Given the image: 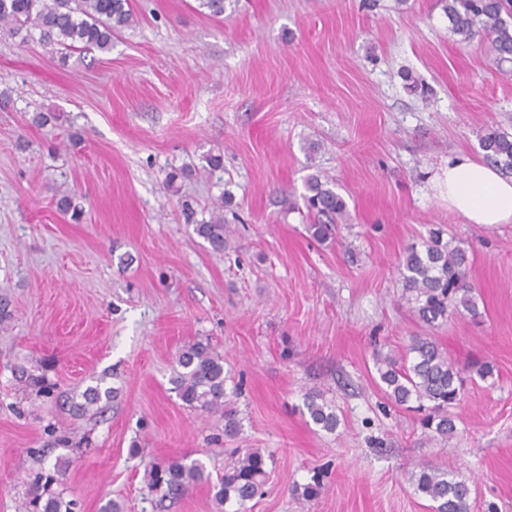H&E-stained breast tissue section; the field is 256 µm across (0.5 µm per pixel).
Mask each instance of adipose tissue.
Returning a JSON list of instances; mask_svg holds the SVG:
<instances>
[{
    "instance_id": "ef3b65f1",
    "label": "adipose tissue",
    "mask_w": 512,
    "mask_h": 512,
    "mask_svg": "<svg viewBox=\"0 0 512 512\" xmlns=\"http://www.w3.org/2000/svg\"><path fill=\"white\" fill-rule=\"evenodd\" d=\"M436 184L449 210L473 224L512 223V178L457 151L445 160Z\"/></svg>"
}]
</instances>
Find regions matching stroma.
<instances>
[{
  "label": "stroma",
  "mask_w": 512,
  "mask_h": 512,
  "mask_svg": "<svg viewBox=\"0 0 512 512\" xmlns=\"http://www.w3.org/2000/svg\"><path fill=\"white\" fill-rule=\"evenodd\" d=\"M445 5L233 0L215 17L198 0H131L111 50L81 54L0 26V512L56 464L49 489L75 512H217L206 484L156 501L145 465L190 457L217 475L240 448L269 458L250 512H432L410 480L423 462L468 482L470 512H512V223H468L435 184L449 153L482 159L485 130L512 135V61L461 41ZM39 112L59 119L36 125ZM315 173L348 203L323 242L302 199ZM65 190L81 222L57 209ZM215 211L221 252L194 231ZM432 228L468 248L479 311L433 330L396 272ZM426 335L458 366H494L464 384L445 442L387 400L375 365ZM192 340L241 386L235 438L172 388ZM21 366L63 390L103 375L118 395L74 418ZM312 393L334 431L309 418ZM320 395H308L305 398L304 406L310 419L321 428L333 431L336 429L338 419L336 413L330 410L327 402L319 398ZM318 400H321L319 402Z\"/></svg>",
  "instance_id": "obj_1"
}]
</instances>
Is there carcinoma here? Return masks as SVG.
Listing matches in <instances>:
<instances>
[{"label": "carcinoma", "instance_id": "obj_1", "mask_svg": "<svg viewBox=\"0 0 512 512\" xmlns=\"http://www.w3.org/2000/svg\"><path fill=\"white\" fill-rule=\"evenodd\" d=\"M446 13L451 31L468 42L484 40L486 52L499 63L512 60V0H448ZM133 15L129 0H0V24L19 32H38L42 45L61 49L112 48V35L129 26ZM484 158L512 174V136L491 131L479 138ZM304 195L308 213L314 215L312 236L322 241L347 214V202L336 191V183L326 175L313 174L306 182ZM195 232L216 252L224 250V216L217 214L195 225ZM407 301L413 304L418 319L429 328H437L452 314L465 311L477 314L473 286L469 281L467 250L452 240H443L439 229L431 228L418 244L411 245L397 266ZM380 381L388 398L398 405L417 402L420 423L431 440L448 441L456 431V405L462 386L461 371L435 341L415 336L398 356L376 355ZM29 385L41 396H55L56 404L74 417H83L91 409L101 411L115 398L113 387L101 383L89 385L77 394L59 391L43 375L26 374ZM224 357L201 340L181 348L173 369L171 384L181 401L195 410L214 414L224 420V435L236 437L241 431L237 411L231 406L232 393L226 387ZM304 406L313 423L333 431L338 419L319 395H308ZM206 467L198 459L151 462L147 478L151 489L163 499H177L197 484L209 480ZM266 458L257 448H245L238 458L224 466L214 485L218 506L233 503V512H247V504L263 494L266 483ZM415 490L431 501L432 512H469L471 488L464 480L426 462L411 475ZM25 512H73L71 503L60 495L35 488Z\"/></svg>", "mask_w": 512, "mask_h": 512}]
</instances>
